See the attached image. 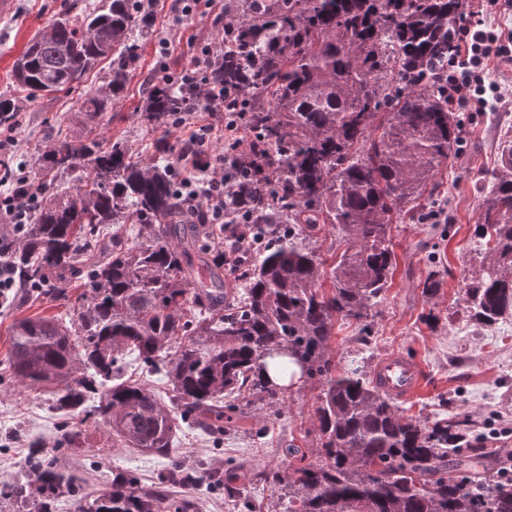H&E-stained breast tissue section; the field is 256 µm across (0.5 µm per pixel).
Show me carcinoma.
<instances>
[{
  "mask_svg": "<svg viewBox=\"0 0 512 512\" xmlns=\"http://www.w3.org/2000/svg\"><path fill=\"white\" fill-rule=\"evenodd\" d=\"M465 0H227L237 27L206 60V79L224 90V111L241 114L250 175L239 181L253 223L273 236L224 277V255L202 206L176 196L168 147L132 160L129 146L48 140L37 158L40 204L22 243L0 260L17 284L50 302L83 288L67 320L23 319L12 331L0 374L51 389L66 418L56 448L30 444L36 482H3L0 502L15 512H51L79 494L80 471L53 452L81 447L88 419L112 441L171 459L151 486L112 471L111 488L83 512H193L177 483L223 484L217 471L183 475L171 457L181 423L215 437L244 411L285 404L287 388L265 376L298 365L319 389L318 430L310 452L289 445L265 480L285 491L284 512H512V479L476 476L458 452L465 434L448 418L431 425L407 417L360 366L338 369L336 320L362 323L397 266L392 224L420 212V199L457 149L459 120L448 111L442 76L455 63ZM151 0H93L56 17L14 65L0 116L29 99L80 84L112 59L103 85L82 103L93 121L123 96L142 43L151 36ZM188 94L177 79L153 81L145 126L169 127ZM135 224L129 243L107 233ZM342 250L324 258L314 243L326 231ZM479 265L464 297L468 316L490 327L512 314V138L482 192L475 224ZM133 354L162 375L171 405L145 383L122 377ZM459 467L448 470V458Z\"/></svg>",
  "mask_w": 512,
  "mask_h": 512,
  "instance_id": "carcinoma-1",
  "label": "carcinoma"
}]
</instances>
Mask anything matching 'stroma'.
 <instances>
[{
    "mask_svg": "<svg viewBox=\"0 0 512 512\" xmlns=\"http://www.w3.org/2000/svg\"><path fill=\"white\" fill-rule=\"evenodd\" d=\"M73 0H17L15 11L0 18V91L10 86L13 64L30 38L72 4ZM153 39L145 45L128 91L114 100L111 110L88 123L81 110L86 93L101 86L111 68L103 61L71 91L37 98L17 114L13 135L19 159L34 163L44 150V134L55 129L60 137L79 139L96 129L103 143L124 137L135 157H153L157 139H165L177 152L181 135L149 131L140 121L143 93L162 72L178 73L195 54L198 40L214 36L211 21L175 12L173 0H156ZM169 38L171 55L161 56L157 41ZM488 77L501 85L505 96L496 105L471 108L460 115L461 133L456 157L442 169L438 187L426 199V209H442L447 218L437 224L409 220L393 226L397 268L381 302L374 308L368 338H361L353 320L337 321L332 347L341 366L363 365L372 372L375 364L394 352L415 357L422 370V386L411 399L400 402L405 416L433 422L458 417L470 427L468 452L476 460V472H497L512 455V317L495 326L471 321L464 308L465 286L477 264L473 229L479 218L481 186L486 173L499 161L500 138L512 132V67L491 66ZM442 279L440 293L428 299L422 283L430 271ZM64 306L55 302L0 303V358L10 347L11 327L23 317H53ZM436 315L435 326L424 318ZM317 391L304 384L289 390L284 406L252 413L244 429L226 434L223 454H216L211 440L201 432L180 430L173 446L184 471L192 473L217 467L218 456L243 464L245 469L277 465L289 444L310 447L317 437L311 409ZM59 414L48 391L32 389L11 379L0 381V482L28 479L24 467L30 440L54 447ZM88 453L62 456L66 466L88 471L85 494L93 498L112 484L113 470L133 474L149 485L166 469L165 458L110 441L106 429L91 433ZM176 495L193 499L195 512H283L280 493L263 482L242 485L238 494L200 485H182Z\"/></svg>",
    "mask_w": 512,
    "mask_h": 512,
    "instance_id": "35a3bbf8",
    "label": "stroma"
}]
</instances>
